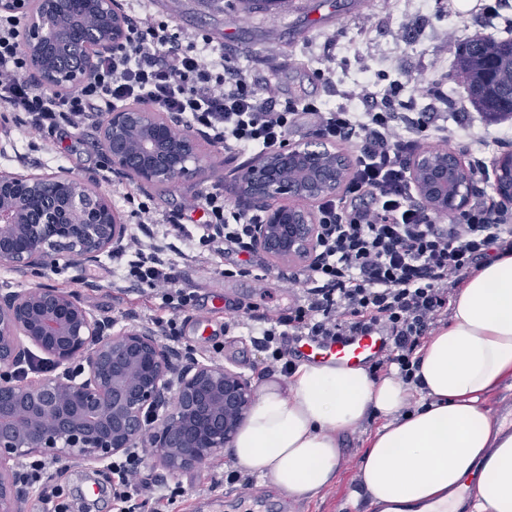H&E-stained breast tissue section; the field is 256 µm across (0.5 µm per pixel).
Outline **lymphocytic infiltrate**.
Here are the masks:
<instances>
[{"label": "lymphocytic infiltrate", "instance_id": "obj_1", "mask_svg": "<svg viewBox=\"0 0 512 512\" xmlns=\"http://www.w3.org/2000/svg\"><path fill=\"white\" fill-rule=\"evenodd\" d=\"M18 15L0 14V113L20 121L31 135L78 130L113 109L142 103L202 131L225 151L270 152L288 141L298 113L312 115L320 139L348 145L355 157L343 193L319 200L321 240L316 262L290 272L301 290L287 312L264 317L258 343L267 369L291 373L284 347L289 336L333 340L377 335L388 348L372 371L396 369L403 383L415 382L419 348L448 318L451 298L482 262L512 253V212L475 201L451 223L420 203L410 161L430 138L448 140L453 130L433 113L400 114L387 100L360 87L352 98L361 112L323 108L301 98L280 99L272 86H255L228 68L224 53L210 44H182L164 21L129 7L124 44L96 61L91 80L75 89H43L29 83ZM209 223L222 227L225 251L251 250L256 216L229 208L220 189L203 197ZM126 276L162 300L171 316L162 333L178 340L177 318L194 302L179 288L174 262L159 257L138 234L128 238ZM51 459L22 463L20 477L38 493L42 512H67L62 491L49 487ZM118 479V512H141L149 501L173 500L180 487L152 483L143 475L140 451L111 462Z\"/></svg>", "mask_w": 512, "mask_h": 512}]
</instances>
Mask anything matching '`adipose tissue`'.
Returning <instances> with one entry per match:
<instances>
[{
    "instance_id": "ef3b65f1",
    "label": "adipose tissue",
    "mask_w": 512,
    "mask_h": 512,
    "mask_svg": "<svg viewBox=\"0 0 512 512\" xmlns=\"http://www.w3.org/2000/svg\"><path fill=\"white\" fill-rule=\"evenodd\" d=\"M419 356L410 386L333 363L263 382L233 443L236 465L289 495H315L335 484L345 435L374 415L357 474L370 512H512V429L483 406L512 378V255L467 280Z\"/></svg>"
}]
</instances>
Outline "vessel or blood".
I'll return each instance as SVG.
<instances>
[{
	"label": "vessel or blood",
	"instance_id": "b4317fda",
	"mask_svg": "<svg viewBox=\"0 0 512 512\" xmlns=\"http://www.w3.org/2000/svg\"><path fill=\"white\" fill-rule=\"evenodd\" d=\"M384 345L383 337L342 336L333 341L321 343L309 338H301L294 349L303 362H336L339 364L363 366L377 358Z\"/></svg>",
	"mask_w": 512,
	"mask_h": 512
}]
</instances>
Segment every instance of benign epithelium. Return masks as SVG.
Instances as JSON below:
<instances>
[{
	"label": "benign epithelium",
	"instance_id": "1",
	"mask_svg": "<svg viewBox=\"0 0 512 512\" xmlns=\"http://www.w3.org/2000/svg\"><path fill=\"white\" fill-rule=\"evenodd\" d=\"M101 28L74 45L82 25L77 0H0V13L26 21L28 78L53 88L81 83L96 58L125 37L119 0H95ZM168 115L147 105L115 109L99 121L112 172L140 185H176L201 171L199 140L176 136ZM196 163L190 168L189 163ZM349 157L314 142L289 144L254 158L230 192L262 212L253 246L277 268L316 260L320 225L312 205L341 192ZM411 175L419 199L436 214L465 210L471 174L456 153L423 151ZM497 194L512 203V153L495 167ZM128 226L111 199L68 171H0V266L25 275L60 262L84 266L120 255ZM36 348L64 371L37 378L0 377V512H23L15 468L41 456L107 465L131 448H147L172 473L200 466L232 449L256 400L244 374L162 343L153 328L97 318L69 291L34 283L0 292V367L26 363ZM81 358L82 378L68 365Z\"/></svg>",
	"mask_w": 512,
	"mask_h": 512
}]
</instances>
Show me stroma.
Listing matches in <instances>:
<instances>
[{
  "label": "stroma",
  "instance_id": "obj_1",
  "mask_svg": "<svg viewBox=\"0 0 512 512\" xmlns=\"http://www.w3.org/2000/svg\"><path fill=\"white\" fill-rule=\"evenodd\" d=\"M146 10L158 20L172 21L186 37L210 36L224 49L231 65L256 85L273 83L284 97L303 94L326 107L362 111L360 102L348 99L347 89L370 85L402 112H435L447 116L454 139L434 140L432 150L446 148L459 154L465 164L482 156L487 166L512 151V118L485 119L475 112L462 86L455 79L454 64L461 44L481 35L502 38L512 31V0H288L278 14L262 9L244 13L238 0H147ZM330 68L329 79L318 75ZM9 136L0 135V170L55 172L61 169L93 178L99 190L108 193L113 207L126 224H133L132 207L125 194L149 201L162 215L181 212L187 203L212 187L230 184L253 152H227L201 139L207 168L199 176L176 186L140 187L114 175L108 165L97 126H86L78 136L57 134L59 153L47 143L22 133L9 122ZM491 132L499 145L480 150L476 139ZM251 260L254 273L265 278V291L256 297L230 298L227 308H214V299L224 293L225 270ZM180 287L193 291L197 306L181 315L182 336L178 349L200 359H213L233 368L253 385H261L264 354L255 338L258 314L270 316L285 311L295 285L272 267L261 251L251 257L225 252L223 243L194 245L186 257H175ZM121 261L102 257L99 265L60 264L53 271L19 275L0 267V288H24L42 282L79 293L85 306L100 319L118 326L128 322L156 326L169 313L161 299L123 280ZM221 354H213L214 344ZM367 418L349 433L342 450L341 468L335 485L310 498L289 497L268 483H255V512H345L357 488L355 474L364 454L367 437L376 426ZM208 465L168 474L158 464L146 462L145 472L154 481L180 484L183 496L164 505L162 512H240L233 498V483H224L212 493H199Z\"/></svg>",
  "mask_w": 512,
  "mask_h": 512
}]
</instances>
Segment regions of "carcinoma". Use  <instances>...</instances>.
I'll list each match as a JSON object with an SVG mask.
<instances>
[{
    "instance_id": "1",
    "label": "carcinoma",
    "mask_w": 512,
    "mask_h": 512,
    "mask_svg": "<svg viewBox=\"0 0 512 512\" xmlns=\"http://www.w3.org/2000/svg\"><path fill=\"white\" fill-rule=\"evenodd\" d=\"M245 13L256 7L280 11L288 0H238ZM455 77L475 111L512 117V38L477 37L459 50Z\"/></svg>"
}]
</instances>
